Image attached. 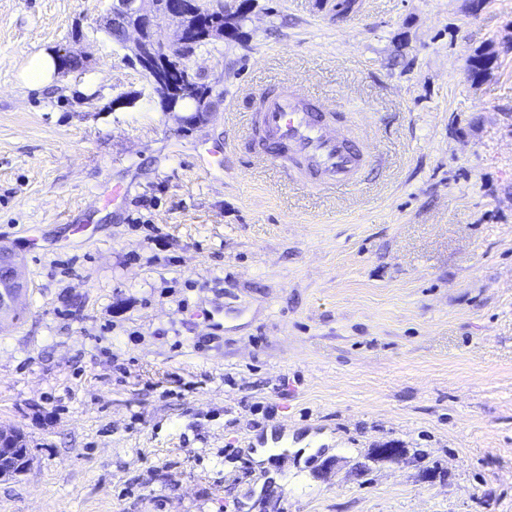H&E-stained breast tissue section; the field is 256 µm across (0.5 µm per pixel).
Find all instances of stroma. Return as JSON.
I'll use <instances>...</instances> for the list:
<instances>
[{
  "instance_id": "1",
  "label": "stroma",
  "mask_w": 512,
  "mask_h": 512,
  "mask_svg": "<svg viewBox=\"0 0 512 512\" xmlns=\"http://www.w3.org/2000/svg\"><path fill=\"white\" fill-rule=\"evenodd\" d=\"M335 5L252 0L192 58L194 118L113 42L112 0H0V244L27 283L0 428L30 458L0 512H512V0ZM284 81L367 136L365 183L225 150ZM490 45L483 47L476 51V53L469 59L467 65L468 75L472 78H479L481 76L491 73L494 69L497 58L490 56L487 49ZM56 70V61L50 54H39L30 60L25 72L26 82L30 87L42 88L50 84ZM174 69L177 70L180 75V89L185 95L184 105L191 102L194 106L193 112H208L209 100L213 88L206 83L200 82L197 76L186 68L174 65Z\"/></svg>"
}]
</instances>
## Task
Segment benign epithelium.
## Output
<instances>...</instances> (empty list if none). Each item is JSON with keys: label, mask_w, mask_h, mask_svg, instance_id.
I'll use <instances>...</instances> for the list:
<instances>
[{"label": "benign epithelium", "mask_w": 512, "mask_h": 512, "mask_svg": "<svg viewBox=\"0 0 512 512\" xmlns=\"http://www.w3.org/2000/svg\"><path fill=\"white\" fill-rule=\"evenodd\" d=\"M134 15L138 23L133 30L138 34L133 41L131 51L136 62L148 74L152 93L157 95L167 112L176 111L173 99L179 93L178 88L170 79L172 63L180 61L191 65V58L183 56L188 42L176 37L163 42L154 37V18L157 12L150 8V0H117L113 6V19L120 23L126 16ZM7 268V277L0 278V325L5 315L14 311L15 302L22 290L20 282L19 262L13 254L0 247V263ZM23 441L22 435L15 430L0 429V474L13 468L14 449Z\"/></svg>", "instance_id": "benign-epithelium-1"}]
</instances>
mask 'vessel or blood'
<instances>
[{
	"label": "vessel or blood",
	"instance_id": "vessel-or-blood-1",
	"mask_svg": "<svg viewBox=\"0 0 512 512\" xmlns=\"http://www.w3.org/2000/svg\"><path fill=\"white\" fill-rule=\"evenodd\" d=\"M260 107L247 118L250 131L262 132L252 148L278 163L281 176L327 193L353 189L369 165L367 151L333 129L325 116L310 111L306 97L287 85L259 89Z\"/></svg>",
	"mask_w": 512,
	"mask_h": 512
}]
</instances>
